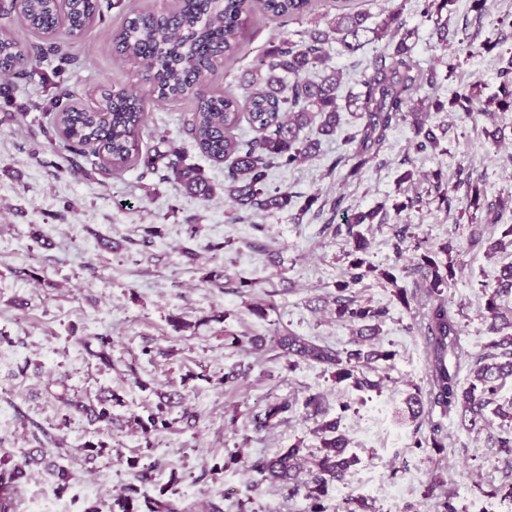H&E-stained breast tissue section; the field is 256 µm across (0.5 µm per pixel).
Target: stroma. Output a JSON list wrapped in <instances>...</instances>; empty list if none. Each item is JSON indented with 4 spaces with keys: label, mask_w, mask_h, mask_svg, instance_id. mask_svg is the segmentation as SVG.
I'll return each mask as SVG.
<instances>
[{
    "label": "stroma",
    "mask_w": 512,
    "mask_h": 512,
    "mask_svg": "<svg viewBox=\"0 0 512 512\" xmlns=\"http://www.w3.org/2000/svg\"><path fill=\"white\" fill-rule=\"evenodd\" d=\"M418 2L354 0L352 8L367 12L373 25L401 9L414 30L415 62L422 73L437 74L434 86L422 89L440 105L427 119L439 138L436 150L413 153V129L403 123L389 131L361 177L345 178L330 169L336 157L354 151L346 138L357 122L343 113L318 156L273 169V182L294 198L272 215L233 220L222 192L224 163L204 155L185 131L192 101L152 105L142 143L168 136L186 163L215 185L208 201L138 167L89 177L74 172L43 134L52 125L49 95L41 87L52 75L50 66L41 65L31 80L9 81L8 96L0 95V332L10 338L0 347V450L18 457L55 439L73 474L59 493L43 470L31 472L20 484L19 512H85L93 504L109 512L129 484H137L144 500L158 497L174 477L185 512L200 501L221 504L224 512H306L304 494H290L255 464L297 443L314 460L318 426L335 418L357 463L349 481L324 498V512H340L348 499L356 512H430L447 499L459 507L476 500L485 512H512V501L503 496L512 486V455L491 441L498 418L479 434L443 419L444 447H415L417 423L405 399L413 386L427 382V347L422 336L405 331L409 314L393 296L394 287L416 288L404 272L415 243L434 250L452 244L459 273L447 298L462 322V355L471 360L483 353L489 338L480 317L481 285L494 283L501 266L512 262V245L490 257L484 248L469 249L467 239L474 232L487 245L512 225V206L487 209L512 197V168L501 161L512 147V112L466 118L449 101L476 81L484 99L498 94L497 72L512 56V28H500L497 19L512 16V0H487L482 11L475 0H452L444 50L436 48L434 23L421 16ZM332 4L318 0L314 12L284 25L252 19L235 64L211 77V89L239 92L258 56L281 38L297 41L324 28ZM154 5L119 0L87 35L64 38L73 61L62 79L83 104H96L101 90L111 87L142 90L137 68L113 57L112 35L129 9ZM471 43L479 52H468ZM451 55L456 62L450 69L444 60ZM409 170L413 178L403 180ZM472 172L483 177L476 207L465 190ZM439 180L453 189L449 205L435 199ZM410 197L419 198V208L399 213L397 222L361 227L368 260L381 270L394 268L398 277L391 285L371 275L353 290L357 301L389 309L379 342L395 357L369 371L378 389L336 382L316 363L290 366L273 346L275 331L335 349L351 337L333 314L351 243L336 230L340 219L331 202L341 200L352 211L381 206L390 214ZM400 225L410 233L401 245L394 237ZM149 226L158 228V237L147 238ZM215 272L227 274L224 286L211 282ZM258 304L266 305L265 317L254 314ZM174 316L190 322V329L174 330ZM229 332L239 344H229ZM101 334L112 339L108 368L86 352ZM63 383L78 400L112 391L119 403L111 431L98 430L78 412L64 414L51 397ZM163 393L172 399L175 426L147 434L136 429L132 418L155 411ZM315 394L321 397L316 411L306 404ZM280 401L293 405L286 419L255 429L254 414ZM90 441L105 442V456L87 460L83 447ZM139 465L149 467L148 480L137 481Z\"/></svg>",
    "instance_id": "stroma-1"
}]
</instances>
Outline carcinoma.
<instances>
[{"label":"carcinoma","instance_id":"1","mask_svg":"<svg viewBox=\"0 0 512 512\" xmlns=\"http://www.w3.org/2000/svg\"><path fill=\"white\" fill-rule=\"evenodd\" d=\"M348 0H336V15L327 27L309 33L308 38L292 41L283 38L269 53L257 61L255 77L245 84V92L218 93L205 81L236 57L247 25L261 15L282 22L310 14L314 0H173L159 10H133L112 39L113 52L125 59L141 61V81L149 86L144 96L127 88L112 91L94 108L84 109L75 95L53 84L49 111L52 129L44 131L48 144L55 150L84 158L93 170L122 172L141 164L148 173L162 167L166 178L176 181L186 194L207 200L216 193L202 170L184 163L182 152L165 136L154 137V144L141 152V134L150 105L192 99L195 109L188 113L185 129L200 151L216 162L230 160L224 174V194L236 212L266 213L283 210L292 202L288 192L270 183L272 164L292 167L314 157L321 138L336 135L340 125L338 98L345 95L348 107L357 112L359 124L350 137L356 143L353 154L340 156L332 168L346 166L347 178L361 176L368 162L381 149L387 133L402 122H410L414 139L410 147L418 154L433 151L438 139L426 126L425 115L434 104L418 95L422 83L414 73L412 46L401 10L390 11L384 21L371 27L369 16L346 10ZM451 0H421V15L437 17L436 34L440 44L448 41V20L442 12ZM105 16L103 0H23L18 18L43 39L41 44H27L7 37L0 31V75L22 79L52 56L57 60L55 72L61 75L70 64L63 45L56 42L60 28L80 37ZM384 43L374 56L372 72L363 74L358 91L345 92L342 71L332 69L314 81L305 77L310 69L325 64L331 44L339 54H352L371 43ZM288 76V93L282 94L280 82ZM501 98L499 110L512 111V57L498 71ZM457 111L471 116L488 113L481 101L480 84L474 82L453 93L450 101ZM246 122L257 136L242 140L237 136L241 122ZM379 210L342 213L341 225L353 243L347 278L336 284V319L353 327L352 338L343 350L319 345L294 333L282 335L278 346L288 363L315 362L332 369L336 382H347L357 389H376L379 383L369 380L363 368L372 362L394 359L395 353L373 343L389 310L357 302L349 296L365 277L377 271L366 258L362 224H371ZM451 253L444 244L417 257V267L425 271L426 302L419 321L405 325L409 332L418 331L429 345L426 388L414 387L407 399L413 417L438 413L458 422L467 433L481 432L491 413L501 420V431L494 445L512 454V400L501 401L500 392L512 380V307L503 304L512 296V263L501 267L496 282L481 284L486 297L481 318L491 340L487 352L475 362L462 360L459 339L462 334L458 312L448 306L445 291L456 278L453 259L438 254ZM380 277L395 286L394 298L406 311L418 303L417 294L397 286V277L388 270ZM98 349L88 354L100 363H111L112 340L108 335L96 337ZM466 381H461L462 372ZM66 409L89 416L108 429L112 426V402L109 392L96 402L79 404L67 391L52 394ZM161 402L157 412L147 418L134 417L143 433L161 426L170 427L162 417ZM292 405L283 401L268 407L256 421L262 428L269 422L285 419ZM321 454L314 461L310 480L295 483L304 459L303 448L295 444L277 456L256 464L270 478L292 483L289 491L306 489L308 512H323L322 500L329 489L348 481L355 459L346 456L348 440L340 430V419L322 422ZM442 448L441 423L430 421L429 433L415 440V447ZM45 447L27 453L22 460L0 455V512H15L14 492L34 463H46L47 473L56 481L58 491L66 490L71 471L57 460L46 461ZM137 488L130 485L112 501V512H138Z\"/></svg>","mask_w":512,"mask_h":512}]
</instances>
